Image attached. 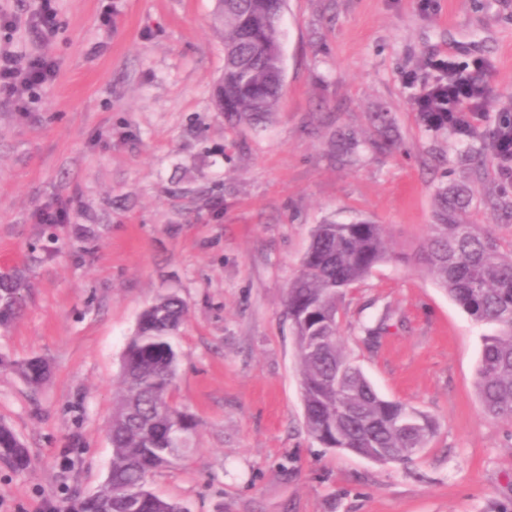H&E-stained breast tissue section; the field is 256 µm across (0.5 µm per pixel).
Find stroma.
I'll return each mask as SVG.
<instances>
[{
  "instance_id": "35a3bbf8",
  "label": "stroma",
  "mask_w": 512,
  "mask_h": 512,
  "mask_svg": "<svg viewBox=\"0 0 512 512\" xmlns=\"http://www.w3.org/2000/svg\"><path fill=\"white\" fill-rule=\"evenodd\" d=\"M0 5L20 19L0 45L56 64L26 111L0 104V270L29 284L0 327V422L31 460L0 464V512H60L104 483L123 352L168 293L187 308L172 401L196 430L151 476L159 495L188 512H512V422L476 388L488 329L415 258L442 184L466 186L462 223L512 251V178L472 158L512 111V0H287L283 94L256 120L215 107V0H55L42 42L33 0ZM451 54L488 66L466 144L414 102ZM357 219L384 225L396 257L344 291L339 336L384 398L434 419L404 462L323 447L304 425L286 293L315 227ZM31 356L50 366L36 391L10 368ZM37 6L27 22L29 31L37 38H44L56 28V11L52 0H38Z\"/></svg>"
}]
</instances>
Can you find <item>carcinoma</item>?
Returning a JSON list of instances; mask_svg holds the SVG:
<instances>
[{"label": "carcinoma", "mask_w": 512, "mask_h": 512, "mask_svg": "<svg viewBox=\"0 0 512 512\" xmlns=\"http://www.w3.org/2000/svg\"><path fill=\"white\" fill-rule=\"evenodd\" d=\"M283 8L277 0H224V14L215 18L224 39V97H215V104L224 114L251 118L276 111L284 87ZM447 101L446 83L420 92L424 126L448 130L462 141L472 138L439 111ZM463 204L462 191L437 189L434 224L420 259L473 321L493 327L483 336L478 396L486 415L512 421V255L505 256L489 233L460 221ZM393 256L381 224H320L286 295L307 432L326 448L350 449L381 463L407 460L425 448L435 423L405 403L382 397L352 362L338 336L337 301L344 289ZM26 288L19 270L0 272V326L16 317ZM185 317V304L174 294L158 297L141 314L123 355L112 407V467L100 489L77 503L76 512H185L149 488L157 470L187 456L196 427L194 418L170 399L178 366L174 338ZM15 372L36 389L49 368L32 357L17 363ZM0 462L17 472L29 468L27 448L2 422Z\"/></svg>", "instance_id": "obj_1"}]
</instances>
